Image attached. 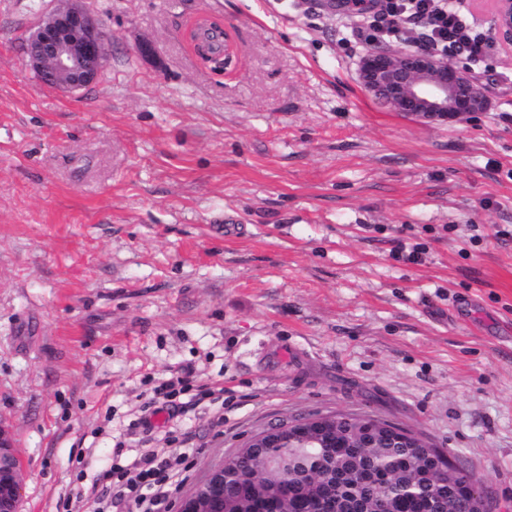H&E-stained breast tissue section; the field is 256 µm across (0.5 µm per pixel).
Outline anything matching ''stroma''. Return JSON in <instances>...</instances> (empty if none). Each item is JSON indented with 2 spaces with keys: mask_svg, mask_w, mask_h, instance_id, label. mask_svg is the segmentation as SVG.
Wrapping results in <instances>:
<instances>
[{
  "mask_svg": "<svg viewBox=\"0 0 512 512\" xmlns=\"http://www.w3.org/2000/svg\"><path fill=\"white\" fill-rule=\"evenodd\" d=\"M327 2L89 0L107 60L69 93L25 53L58 0H0V423L20 512H61L151 447L187 470L177 512L251 435L334 413L422 433L512 512V52L459 60L488 111L428 122L360 85L371 14ZM203 17L230 35L224 72L189 40ZM288 343L303 357L275 362ZM179 368L223 402L146 433Z\"/></svg>",
  "mask_w": 512,
  "mask_h": 512,
  "instance_id": "obj_1",
  "label": "stroma"
}]
</instances>
